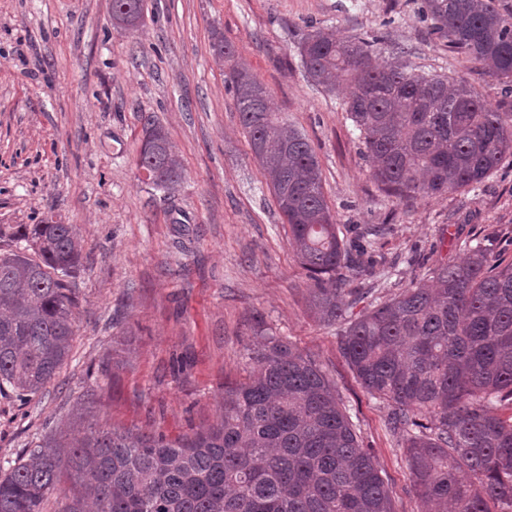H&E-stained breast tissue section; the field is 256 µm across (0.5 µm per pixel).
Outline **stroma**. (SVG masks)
<instances>
[{"instance_id": "35a3bbf8", "label": "stroma", "mask_w": 512, "mask_h": 512, "mask_svg": "<svg viewBox=\"0 0 512 512\" xmlns=\"http://www.w3.org/2000/svg\"><path fill=\"white\" fill-rule=\"evenodd\" d=\"M112 0H0V255L19 224L47 216L82 242L68 360L28 403L0 394V467L72 422L175 438L224 415V387L248 378L263 337L310 355L373 448L394 512H424L404 439L338 348L341 324L309 306L263 171L212 47L221 31L273 109L312 145L337 224L377 228L370 302L456 262L475 239L512 261V161L477 189L404 201L373 180L345 112L347 85H311L297 46L311 27L375 39L376 63L465 80L492 106L512 93L432 34L422 0H147L137 33L113 27ZM183 170L174 193L135 165L147 117ZM94 402H87V390Z\"/></svg>"}]
</instances>
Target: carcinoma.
<instances>
[{
    "label": "carcinoma",
    "mask_w": 512,
    "mask_h": 512,
    "mask_svg": "<svg viewBox=\"0 0 512 512\" xmlns=\"http://www.w3.org/2000/svg\"><path fill=\"white\" fill-rule=\"evenodd\" d=\"M145 0H112V25L143 26ZM433 33L512 87V11L496 0H424ZM375 41L338 40L324 27L299 44L308 82L331 91L353 79L345 111L372 177L403 200L474 188L512 157V111L487 104L399 62L372 63ZM232 93L254 156L307 277L311 309L344 329L339 350L362 388L386 402L390 429L406 436L413 486L427 512H512V263L491 245L353 314L359 297L343 271L368 270L370 241L339 234L307 138L278 121L269 91L234 61ZM137 169L167 193L182 180L165 128L148 118ZM23 251L0 256V390L32 400L68 359L81 265L73 224H20ZM244 383L224 387V418L187 437L101 429L45 436L0 475V512H40L62 478L60 512H393L371 449L363 446L336 386L287 340L268 338Z\"/></svg>",
    "instance_id": "carcinoma-1"
}]
</instances>
